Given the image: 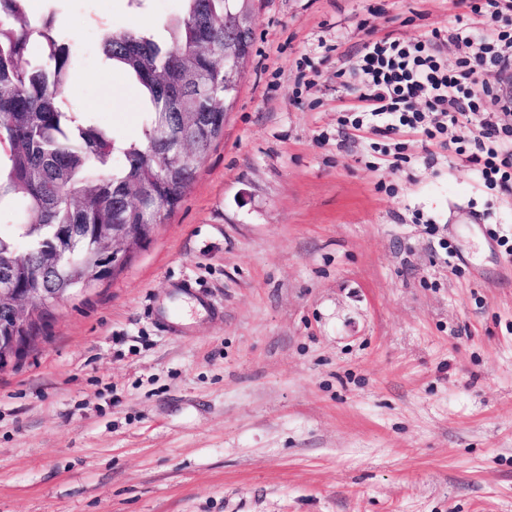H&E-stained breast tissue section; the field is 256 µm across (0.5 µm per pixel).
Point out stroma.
<instances>
[{"label":"stroma","instance_id":"1","mask_svg":"<svg viewBox=\"0 0 512 512\" xmlns=\"http://www.w3.org/2000/svg\"><path fill=\"white\" fill-rule=\"evenodd\" d=\"M183 0H33L80 57L61 98L139 137L105 31ZM464 0H254L240 93L181 205L0 367V512H512V193L440 140L341 125L368 39ZM492 225L474 236L463 213ZM187 278L221 304L152 320Z\"/></svg>","mask_w":512,"mask_h":512}]
</instances>
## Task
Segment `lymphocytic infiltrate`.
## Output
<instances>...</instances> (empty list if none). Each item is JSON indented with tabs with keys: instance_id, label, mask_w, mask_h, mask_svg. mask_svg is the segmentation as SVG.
Here are the masks:
<instances>
[{
	"instance_id": "f902f5d3",
	"label": "lymphocytic infiltrate",
	"mask_w": 512,
	"mask_h": 512,
	"mask_svg": "<svg viewBox=\"0 0 512 512\" xmlns=\"http://www.w3.org/2000/svg\"><path fill=\"white\" fill-rule=\"evenodd\" d=\"M500 0H467L470 13L486 17L490 35L475 37L463 18L413 41L365 42L352 65L358 104L349 122L387 136L407 128L433 139L456 128L458 152L491 187L512 191V102L498 98L485 74L512 68V10ZM453 45L455 64L441 50Z\"/></svg>"
}]
</instances>
